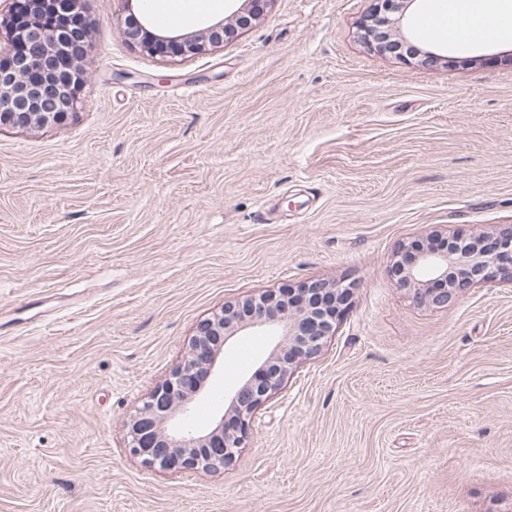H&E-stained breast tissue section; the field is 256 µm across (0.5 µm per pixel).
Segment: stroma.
<instances>
[{"label":"stroma","instance_id":"obj_1","mask_svg":"<svg viewBox=\"0 0 512 512\" xmlns=\"http://www.w3.org/2000/svg\"><path fill=\"white\" fill-rule=\"evenodd\" d=\"M372 0H272L170 62L85 0L65 122L0 128V512H512V284L416 304L391 266L512 225V42L433 67L358 38ZM352 288L217 471L125 424L225 302ZM271 341L226 347L232 390Z\"/></svg>","mask_w":512,"mask_h":512}]
</instances>
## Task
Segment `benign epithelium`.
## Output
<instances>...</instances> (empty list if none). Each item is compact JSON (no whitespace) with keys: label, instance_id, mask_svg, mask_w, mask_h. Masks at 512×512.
Returning <instances> with one entry per match:
<instances>
[{"label":"benign epithelium","instance_id":"benign-epithelium-1","mask_svg":"<svg viewBox=\"0 0 512 512\" xmlns=\"http://www.w3.org/2000/svg\"><path fill=\"white\" fill-rule=\"evenodd\" d=\"M128 12L123 31L140 51L160 59L202 54L223 42L234 28L256 16L273 0H243L240 13L190 32L155 25L142 0H122ZM418 0H376L371 15L359 25V39L381 53L390 51L391 36L408 42L416 33L407 14ZM0 127L41 129L58 124L75 111L73 83L82 76L84 42L66 30L38 25L15 28L12 7L0 9ZM443 47L424 43L416 54L429 65L445 59ZM454 245L439 248L432 237L407 255L396 252L392 269L398 283L418 305L443 308L466 290L496 281L512 282V225L491 233L452 236ZM351 295L347 285L315 279L297 288L269 291L224 305L197 327L187 355L169 379L157 386L127 423L128 448L164 470L216 471L245 447L257 410L282 387L292 366L317 355L334 335ZM267 336L273 343L255 370L224 395L227 408L216 410L210 424L191 429L186 421L195 407L212 398L210 380L224 371V348L243 336Z\"/></svg>","mask_w":512,"mask_h":512}]
</instances>
